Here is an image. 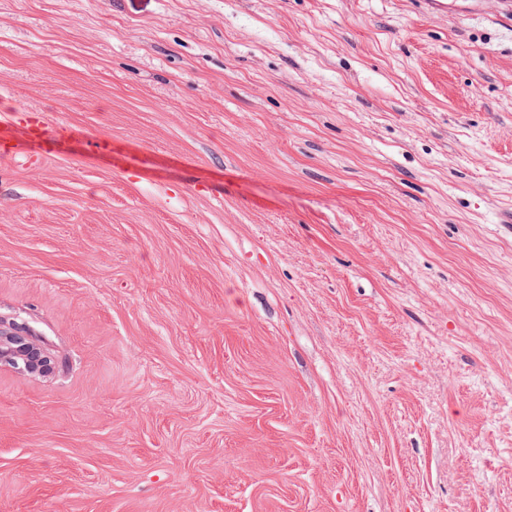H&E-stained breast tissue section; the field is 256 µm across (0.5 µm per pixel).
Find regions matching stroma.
Masks as SVG:
<instances>
[{
	"label": "stroma",
	"instance_id": "1",
	"mask_svg": "<svg viewBox=\"0 0 512 512\" xmlns=\"http://www.w3.org/2000/svg\"><path fill=\"white\" fill-rule=\"evenodd\" d=\"M16 101L0 512H512L501 0H0ZM8 112H11L9 118L0 122L1 157H12L17 153L18 149L12 148V145L18 126L22 127L27 141L40 148L36 154L27 158L30 167L39 166L42 159L58 151V142L49 136L43 113L21 103L13 104ZM0 363L38 375L50 374L56 367L53 358L30 336L24 324H16L10 333L1 332Z\"/></svg>",
	"mask_w": 512,
	"mask_h": 512
}]
</instances>
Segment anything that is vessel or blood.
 I'll list each match as a JSON object with an SVG mask.
<instances>
[{
  "instance_id": "obj_1",
  "label": "vessel or blood",
  "mask_w": 512,
  "mask_h": 512,
  "mask_svg": "<svg viewBox=\"0 0 512 512\" xmlns=\"http://www.w3.org/2000/svg\"><path fill=\"white\" fill-rule=\"evenodd\" d=\"M19 130L23 131L27 141L38 147L36 154L27 159L29 166H39L42 159L57 152L58 143L47 132L44 114L16 103L11 106L9 117L0 121V155H15L13 141Z\"/></svg>"
}]
</instances>
